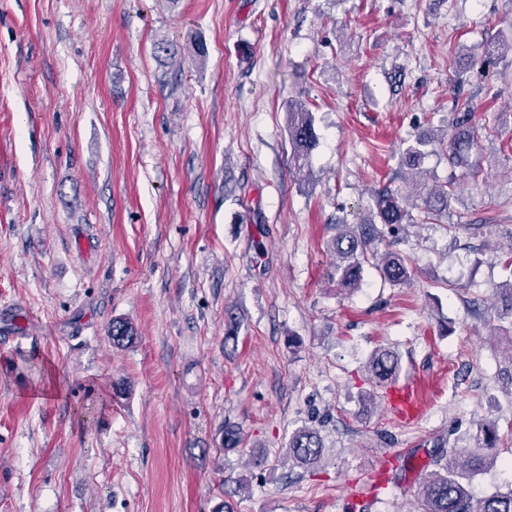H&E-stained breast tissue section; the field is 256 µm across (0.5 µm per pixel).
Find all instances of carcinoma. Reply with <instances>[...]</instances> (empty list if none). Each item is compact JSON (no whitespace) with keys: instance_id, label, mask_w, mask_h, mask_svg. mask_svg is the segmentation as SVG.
<instances>
[{"instance_id":"1","label":"carcinoma","mask_w":512,"mask_h":512,"mask_svg":"<svg viewBox=\"0 0 512 512\" xmlns=\"http://www.w3.org/2000/svg\"><path fill=\"white\" fill-rule=\"evenodd\" d=\"M512 54V34L499 30L484 46L481 64L491 66L498 57ZM474 106L469 99L457 101L454 112L441 126L437 137L419 136L404 141L400 152V166L414 175V179L401 181L391 188L385 187L373 195V206L367 221L358 226L341 224L337 227L332 249L338 262L335 266L337 285L355 289L363 279L364 264L372 261L381 277L394 285H402L411 278L409 260L397 251L367 253L368 244L383 242L385 233L393 230L406 231L415 224L409 210L410 201H421L427 219L438 221L448 215V198L454 192L456 182L428 183L424 160L430 149L445 151L448 164L458 168L462 176L473 179L482 172L478 156V134L472 124ZM288 136L292 145L291 163L301 173L308 168L309 157L318 144L312 112L300 101L288 102ZM112 346L124 348L134 343L136 329L124 318H114L108 327ZM400 371L399 355L389 348L375 350L368 361L370 379L378 388L395 383ZM472 444L438 448L435 464L442 465L421 482L417 500L422 512H512V486L505 491L496 489L479 496L473 487L474 477L485 470L486 461H495L498 442L497 429L486 424L470 437ZM323 452L322 439L317 430H297L288 442V460L302 466L318 464Z\"/></svg>"}]
</instances>
